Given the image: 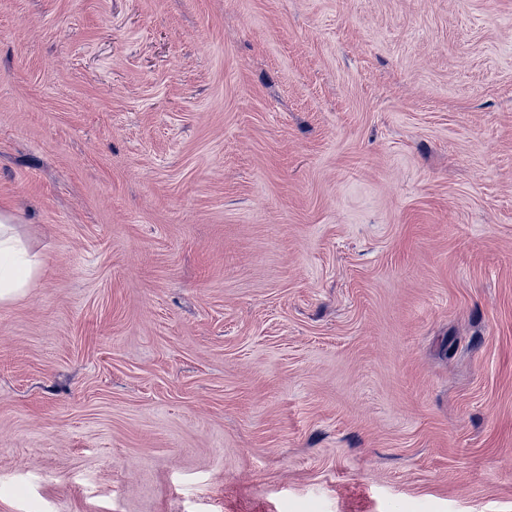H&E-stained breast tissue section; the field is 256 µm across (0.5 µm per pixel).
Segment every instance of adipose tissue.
Instances as JSON below:
<instances>
[{
	"instance_id": "adipose-tissue-1",
	"label": "adipose tissue",
	"mask_w": 512,
	"mask_h": 512,
	"mask_svg": "<svg viewBox=\"0 0 512 512\" xmlns=\"http://www.w3.org/2000/svg\"><path fill=\"white\" fill-rule=\"evenodd\" d=\"M39 270V260L16 232L12 217L0 211V302L22 297Z\"/></svg>"
}]
</instances>
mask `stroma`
<instances>
[{"label": "stroma", "mask_w": 512, "mask_h": 512, "mask_svg": "<svg viewBox=\"0 0 512 512\" xmlns=\"http://www.w3.org/2000/svg\"><path fill=\"white\" fill-rule=\"evenodd\" d=\"M0 512H512V0H0ZM12 216L0 209V302L22 297L38 274L39 260L11 224Z\"/></svg>", "instance_id": "stroma-1"}]
</instances>
